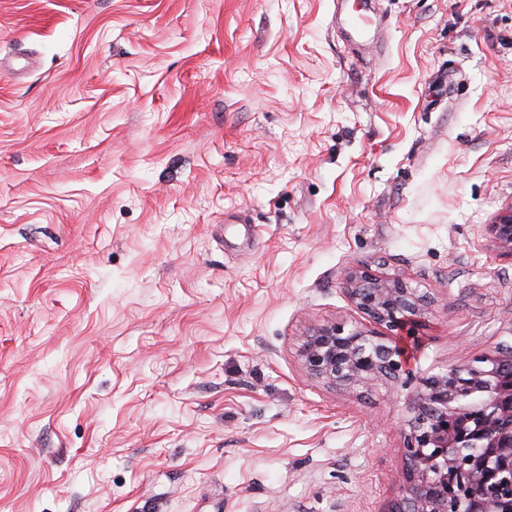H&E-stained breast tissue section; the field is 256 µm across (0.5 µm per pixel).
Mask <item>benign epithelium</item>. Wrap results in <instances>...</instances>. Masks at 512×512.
<instances>
[{"label":"benign epithelium","instance_id":"obj_1","mask_svg":"<svg viewBox=\"0 0 512 512\" xmlns=\"http://www.w3.org/2000/svg\"><path fill=\"white\" fill-rule=\"evenodd\" d=\"M512 258V207L490 225ZM368 323L326 322L304 338L308 374L342 390L409 381V340L431 305L404 273H346ZM407 472L392 512H512V353L497 351L422 377L402 424Z\"/></svg>","mask_w":512,"mask_h":512}]
</instances>
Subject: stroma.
<instances>
[{"instance_id": "stroma-1", "label": "stroma", "mask_w": 512, "mask_h": 512, "mask_svg": "<svg viewBox=\"0 0 512 512\" xmlns=\"http://www.w3.org/2000/svg\"><path fill=\"white\" fill-rule=\"evenodd\" d=\"M0 0V512H391L417 378L512 342V0ZM433 314L414 382L311 378ZM490 230L500 253L512 258V207L496 217ZM346 292L369 325L326 322L305 336L298 357L308 374L342 390L407 384L409 340L429 323L431 305L404 273L379 275L368 268L346 273Z\"/></svg>"}]
</instances>
